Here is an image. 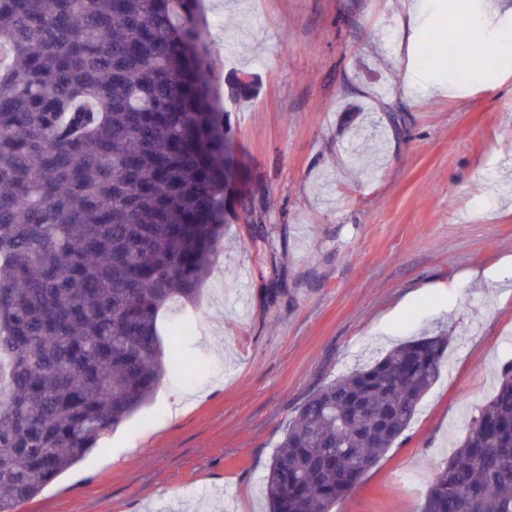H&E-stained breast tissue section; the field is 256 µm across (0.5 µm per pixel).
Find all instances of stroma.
Instances as JSON below:
<instances>
[{"label":"stroma","instance_id":"35a3bbf8","mask_svg":"<svg viewBox=\"0 0 512 512\" xmlns=\"http://www.w3.org/2000/svg\"><path fill=\"white\" fill-rule=\"evenodd\" d=\"M203 0L242 183L269 195L275 253L243 225L189 318L192 376L16 512H266L278 441L319 386L447 331L407 431L336 512H418L512 351V45L478 82L419 62L458 0ZM250 81L232 94L234 78ZM279 275L281 287L270 292Z\"/></svg>","mask_w":512,"mask_h":512}]
</instances>
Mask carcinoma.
Returning <instances> with one entry per match:
<instances>
[{"mask_svg":"<svg viewBox=\"0 0 512 512\" xmlns=\"http://www.w3.org/2000/svg\"><path fill=\"white\" fill-rule=\"evenodd\" d=\"M200 0H0V512L36 496L186 361L159 315L192 303L242 187ZM473 39L448 75L472 73ZM445 331L314 391L265 479L269 512H333L439 378ZM418 512H512V360Z\"/></svg>","mask_w":512,"mask_h":512,"instance_id":"cac0c4a2","label":"carcinoma"}]
</instances>
